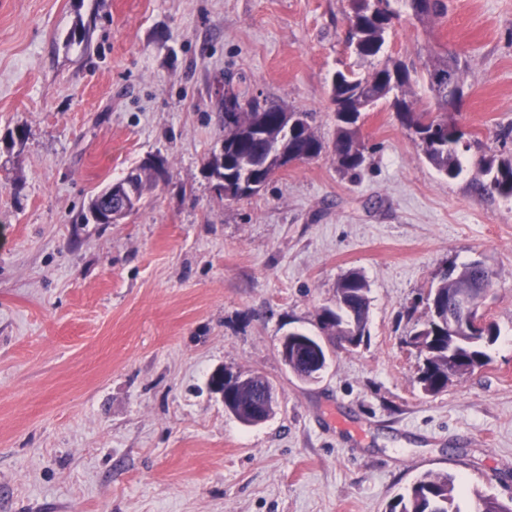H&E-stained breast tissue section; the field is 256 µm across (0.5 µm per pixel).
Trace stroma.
I'll use <instances>...</instances> for the list:
<instances>
[{"instance_id":"stroma-1","label":"stroma","mask_w":512,"mask_h":512,"mask_svg":"<svg viewBox=\"0 0 512 512\" xmlns=\"http://www.w3.org/2000/svg\"><path fill=\"white\" fill-rule=\"evenodd\" d=\"M403 0L385 56L458 58L452 118L480 145L439 174L390 102L367 112L358 176L333 152L217 196L225 83L335 132L353 54L347 0H0V512H386L432 470L512 500V0ZM24 139H16V131ZM167 176L119 224L90 199L147 156ZM496 273L487 365L424 394L410 345L447 269ZM369 285L368 338L304 382L280 355L318 334L337 281ZM259 372L278 409L247 426L209 378ZM482 172L488 176L486 183H481V188L491 194L512 197V155H491L489 158H481Z\"/></svg>"}]
</instances>
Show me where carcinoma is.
<instances>
[{
	"instance_id": "1",
	"label": "carcinoma",
	"mask_w": 512,
	"mask_h": 512,
	"mask_svg": "<svg viewBox=\"0 0 512 512\" xmlns=\"http://www.w3.org/2000/svg\"><path fill=\"white\" fill-rule=\"evenodd\" d=\"M413 15L424 21L447 12L444 0H433L428 10L420 8V0H405ZM388 28L374 27L367 31V48L358 55L362 61H372L379 57L386 43ZM448 64V58L435 55L424 64L429 88L442 107L447 104V94L440 92L433 83V72ZM399 74V99L392 106H401L404 111L399 117L406 129H415L421 135L419 146L428 162L442 175L455 179L462 171L459 154L448 147V143L466 136L453 121L445 127L432 129L428 119L432 112L417 110L411 101L412 76L407 64L387 59L383 65L375 67L364 75L352 71L336 72L331 81V100L346 99L350 105L368 103V93L378 89V84ZM284 107L265 105L261 112H241L237 115L234 127H224V144L216 159L224 157V180L238 185L241 180L253 179L264 184L273 174L275 161L268 160L269 144L283 142L287 138L285 128L280 123ZM355 112L336 113L335 139L333 143L336 167L343 174L358 171L364 162L363 154L352 152L355 131L352 129ZM305 125L298 134L300 142L308 147L323 148V140L312 125L313 113H305ZM482 172L488 176L481 188L490 193L512 197V155H492L480 159ZM493 279V272L473 263L464 265L456 274H446L436 286V302L446 308L450 293L455 288L472 289L478 284ZM369 287L365 277L359 272L344 275L337 283L335 306H323L318 314L320 330L338 336L367 335ZM463 335V331H452L448 325L426 321L413 333L414 346L424 355V369L419 382L424 390L432 395L447 387L452 377H463L483 365L485 353L477 345H452V337ZM269 379L259 374L250 375L245 383L235 385L229 398L239 417L253 418V407L264 402ZM476 512H512V504L499 501L495 497L478 496ZM388 512H462L458 503L455 478L444 472L427 471L422 473L404 492L397 494L388 506Z\"/></svg>"
}]
</instances>
